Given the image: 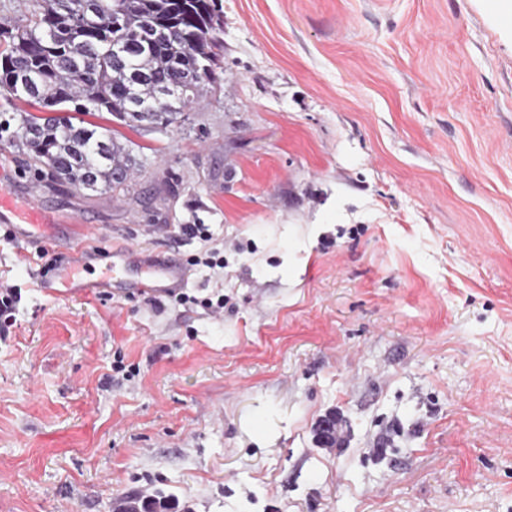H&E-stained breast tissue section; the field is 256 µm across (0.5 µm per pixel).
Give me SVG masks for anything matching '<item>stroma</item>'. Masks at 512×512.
Segmentation results:
<instances>
[{
  "mask_svg": "<svg viewBox=\"0 0 512 512\" xmlns=\"http://www.w3.org/2000/svg\"><path fill=\"white\" fill-rule=\"evenodd\" d=\"M219 81L167 129L109 113L127 191L31 188L104 236L86 294L22 298L0 339V512H112L162 488L190 512H512V34L486 0H222ZM224 317L143 309L99 270L196 253ZM139 366L123 387L112 363ZM335 414L336 445L316 440ZM181 233L190 238L198 239L203 245V249L196 254H192L187 259L190 266L204 265L206 267L217 269L216 274L222 278L224 276V248L210 246L212 236L208 225L205 224H184L180 226Z\"/></svg>",
  "mask_w": 512,
  "mask_h": 512,
  "instance_id": "obj_1",
  "label": "stroma"
}]
</instances>
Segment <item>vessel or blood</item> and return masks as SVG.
Returning <instances> with one entry per match:
<instances>
[{"instance_id": "obj_1", "label": "vessel or blood", "mask_w": 512, "mask_h": 512, "mask_svg": "<svg viewBox=\"0 0 512 512\" xmlns=\"http://www.w3.org/2000/svg\"><path fill=\"white\" fill-rule=\"evenodd\" d=\"M0 224L7 226L17 243L27 245L37 241L41 228L52 225L54 236L64 249H84L88 234L80 217H70L67 223H57L54 215L42 204L35 191L22 196L10 192L0 193ZM103 279L113 290L132 294L152 288L153 292L164 293L182 287L189 279V271L176 257L158 262L144 257L136 248L127 247L113 252L103 268ZM43 293L54 294L59 288L80 294L90 288L78 271L54 269L38 283Z\"/></svg>"}]
</instances>
